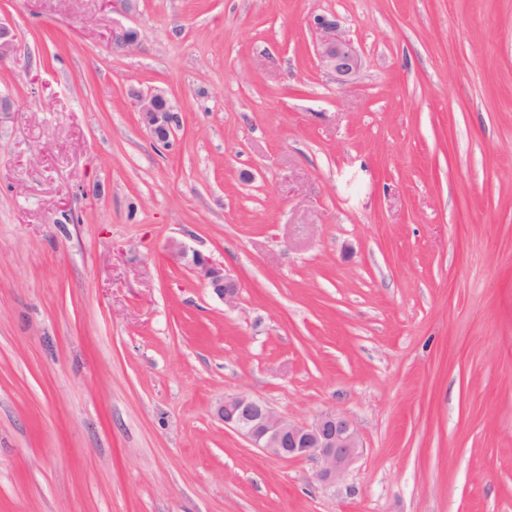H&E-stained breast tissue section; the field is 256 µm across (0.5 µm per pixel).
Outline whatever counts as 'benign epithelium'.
Instances as JSON below:
<instances>
[{
	"label": "benign epithelium",
	"instance_id": "benign-epithelium-1",
	"mask_svg": "<svg viewBox=\"0 0 512 512\" xmlns=\"http://www.w3.org/2000/svg\"><path fill=\"white\" fill-rule=\"evenodd\" d=\"M311 28L320 69L343 84L349 83L360 66L354 43L343 36L334 17L318 15L311 21ZM112 43L130 49L138 43V32L117 27L112 30ZM130 96L152 138L158 143H168L174 133L176 117L167 97L161 92L144 93L134 88ZM170 251L174 259L189 267L224 303L235 302L239 285L225 272L224 265L177 241L170 244ZM212 416L252 447L274 457L316 461L315 477L325 488L344 482L363 448L353 421L334 410L322 411L310 421H292L257 398L235 393L224 396L212 410Z\"/></svg>",
	"mask_w": 512,
	"mask_h": 512
}]
</instances>
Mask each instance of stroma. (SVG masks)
<instances>
[{
    "mask_svg": "<svg viewBox=\"0 0 512 512\" xmlns=\"http://www.w3.org/2000/svg\"><path fill=\"white\" fill-rule=\"evenodd\" d=\"M318 14L351 85L316 63ZM0 22V512H512V0H0ZM133 87L170 99L169 144ZM234 393L347 415L345 482L224 428ZM311 28L318 66L338 82L348 84L360 66L359 53L354 43L340 32L335 17L315 16ZM170 251L174 259L189 267L225 304L232 305L235 302L239 285L225 272L223 264H217L209 256L177 241L170 244Z\"/></svg>",
    "mask_w": 512,
    "mask_h": 512,
    "instance_id": "35a3bbf8",
    "label": "stroma"
}]
</instances>
